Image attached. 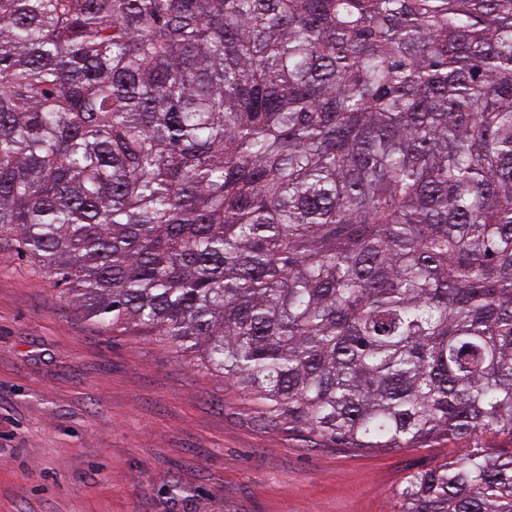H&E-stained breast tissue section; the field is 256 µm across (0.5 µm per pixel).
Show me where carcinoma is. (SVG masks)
<instances>
[{"label":"carcinoma","mask_w":512,"mask_h":512,"mask_svg":"<svg viewBox=\"0 0 512 512\" xmlns=\"http://www.w3.org/2000/svg\"><path fill=\"white\" fill-rule=\"evenodd\" d=\"M12 248L269 422L466 448L394 512H512V0H0Z\"/></svg>","instance_id":"carcinoma-1"}]
</instances>
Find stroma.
<instances>
[{
  "label": "stroma",
  "instance_id": "stroma-1",
  "mask_svg": "<svg viewBox=\"0 0 512 512\" xmlns=\"http://www.w3.org/2000/svg\"><path fill=\"white\" fill-rule=\"evenodd\" d=\"M159 337L115 333L0 253V512H393L457 454L358 450L272 427Z\"/></svg>",
  "mask_w": 512,
  "mask_h": 512
}]
</instances>
